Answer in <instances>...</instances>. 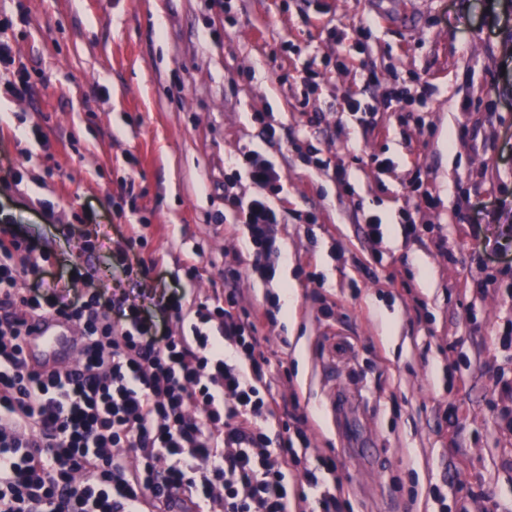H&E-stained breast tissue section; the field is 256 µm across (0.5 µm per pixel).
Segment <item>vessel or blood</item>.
Segmentation results:
<instances>
[{
    "mask_svg": "<svg viewBox=\"0 0 512 512\" xmlns=\"http://www.w3.org/2000/svg\"><path fill=\"white\" fill-rule=\"evenodd\" d=\"M75 330L54 315H46L30 326L25 349L30 361H41L55 367L73 365Z\"/></svg>",
    "mask_w": 512,
    "mask_h": 512,
    "instance_id": "b4317fda",
    "label": "vessel or blood"
}]
</instances>
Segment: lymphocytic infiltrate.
Wrapping results in <instances>:
<instances>
[{
  "label": "lymphocytic infiltrate",
  "mask_w": 512,
  "mask_h": 512,
  "mask_svg": "<svg viewBox=\"0 0 512 512\" xmlns=\"http://www.w3.org/2000/svg\"><path fill=\"white\" fill-rule=\"evenodd\" d=\"M224 200L250 275L272 282L278 212L263 196ZM30 253L23 235L0 238V512H340L310 469L301 477L318 497L288 494L305 435L264 428L279 408L273 376L288 369L272 371L261 349L262 313L233 311L231 291L193 309L163 293L158 306L190 329L162 334L126 298L68 302ZM46 313L79 327L75 369L28 363L27 323Z\"/></svg>",
  "instance_id": "lymphocytic-infiltrate-1"
}]
</instances>
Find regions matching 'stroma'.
<instances>
[{
    "instance_id": "stroma-1",
    "label": "stroma",
    "mask_w": 512,
    "mask_h": 512,
    "mask_svg": "<svg viewBox=\"0 0 512 512\" xmlns=\"http://www.w3.org/2000/svg\"><path fill=\"white\" fill-rule=\"evenodd\" d=\"M4 18L34 92L0 90V232L26 234L68 301L118 293L162 324L151 294L210 305L236 272L238 309L265 313V354L288 367L273 390L300 403L267 423L308 439L291 488L330 458L343 512L512 508V0H0ZM398 80L434 87L403 121L386 99ZM353 93L382 135L344 111ZM246 146L282 174L268 285L225 229V180L260 192L236 164ZM362 211L382 240L365 239ZM408 212L430 233L405 238Z\"/></svg>"
}]
</instances>
